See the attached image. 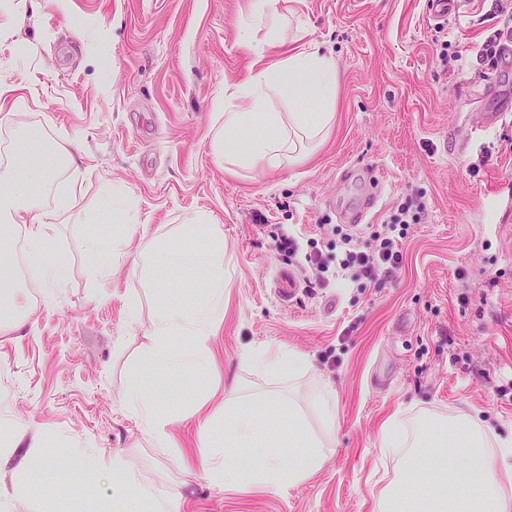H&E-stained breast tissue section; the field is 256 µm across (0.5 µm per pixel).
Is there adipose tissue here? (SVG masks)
<instances>
[{
  "label": "adipose tissue",
  "mask_w": 512,
  "mask_h": 512,
  "mask_svg": "<svg viewBox=\"0 0 512 512\" xmlns=\"http://www.w3.org/2000/svg\"><path fill=\"white\" fill-rule=\"evenodd\" d=\"M276 0H256L250 14L243 48L252 58L246 78L238 83L229 100H215L216 113L224 121L214 142L217 162L240 167L278 170L301 158L304 143H316L330 132L336 112L339 72L331 53L312 45L300 51L271 58V36H260ZM279 98L287 111H273L269 103ZM34 137L27 132L12 135L6 154L8 164L0 170V237L22 231L27 241L26 260L44 284L61 286L67 271L66 255L53 246L54 225L67 223L74 215L76 199L67 196L51 210L41 208L36 195L52 182L55 170L35 159ZM103 223L93 225L85 236V250L92 262L118 258L151 285H171L176 276L192 272L207 286L205 300L191 308L159 302L151 317L154 346L149 354L154 374L175 368L206 369L210 357L196 346L180 352L169 348L175 336L197 339L214 334L224 312V241L220 225L209 214L197 212L180 224L178 234L193 239L190 247L170 249L132 245L121 233L134 223V208L125 191L113 189L105 200ZM306 396L299 404L298 396ZM153 381L134 385L124 404L155 447L170 445L169 421L158 407ZM336 393L328 386L306 393L304 386L289 388L287 396L248 394L234 387L224 399V445H202L197 462L215 486L238 484L250 477L280 488L304 483L321 466L327 444L335 434ZM320 420V430L309 428L307 413ZM287 417L288 431L274 435L268 421ZM442 449L428 448L424 428L408 429L399 415L380 427V447L395 463V476L375 500L374 512H407L404 488L418 472L432 475L438 487L430 494L418 487L424 512H512V438L504 440L476 416L461 415L445 428ZM15 462L26 477L50 476L56 481L93 482L112 495L113 504L139 502L149 512H159V500L146 489L139 475L121 457L104 462L97 449L88 448L68 459L47 450L37 425L17 421L0 433V466Z\"/></svg>",
  "instance_id": "adipose-tissue-1"
}]
</instances>
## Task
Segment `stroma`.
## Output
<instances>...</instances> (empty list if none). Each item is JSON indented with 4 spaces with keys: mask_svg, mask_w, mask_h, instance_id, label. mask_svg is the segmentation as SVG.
I'll list each match as a JSON object with an SVG mask.
<instances>
[{
    "mask_svg": "<svg viewBox=\"0 0 512 512\" xmlns=\"http://www.w3.org/2000/svg\"><path fill=\"white\" fill-rule=\"evenodd\" d=\"M252 0H14L0 10V88L23 85L24 102L0 109V138L30 125L84 154L71 186L81 223L57 225L69 258L64 283L33 277L16 303L31 318L0 335V424L33 420L51 450L119 455L145 485L182 486L172 512H372L394 476L380 425L391 415L478 414L512 435V214L492 197L512 189V55L484 56L512 28L499 0H464L436 23L432 0H278L301 28L276 26L277 51L307 44L331 52L340 74L329 138L276 171L216 164L214 99L251 60L241 40ZM375 169L381 193L367 223H386L407 198L426 204L384 282L335 269L325 285L288 302L281 270L304 278V255L331 254L343 215L359 210ZM137 203L133 236L174 234L196 210L224 232V315L200 349L211 369L160 377L173 419L171 446L152 448L127 412L130 387L151 378L148 332L157 289L126 263L105 267L84 252L88 223L112 188ZM293 237L296 256L276 247ZM283 349L310 362L303 381L336 391V431L317 473L281 490L246 482L213 486L183 457L224 443L226 388L287 389L239 362L246 351ZM211 413L207 425L193 414ZM52 512H113L101 491L56 488Z\"/></svg>",
    "mask_w": 512,
    "mask_h": 512,
    "instance_id": "35a3bbf8",
    "label": "stroma"
}]
</instances>
